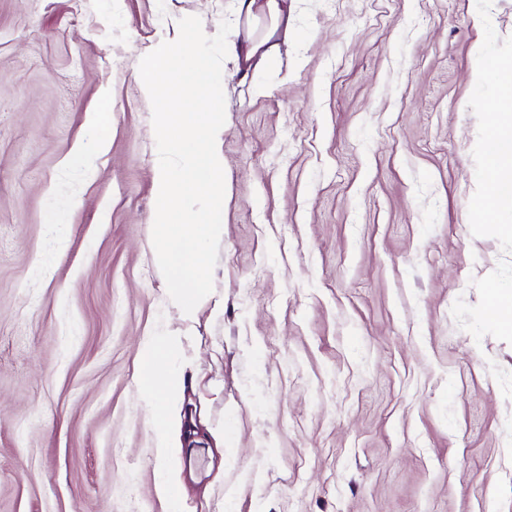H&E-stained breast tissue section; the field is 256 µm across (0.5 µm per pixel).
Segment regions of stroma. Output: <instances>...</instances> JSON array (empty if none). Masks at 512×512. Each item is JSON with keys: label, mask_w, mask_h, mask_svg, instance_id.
Wrapping results in <instances>:
<instances>
[{"label": "stroma", "mask_w": 512, "mask_h": 512, "mask_svg": "<svg viewBox=\"0 0 512 512\" xmlns=\"http://www.w3.org/2000/svg\"><path fill=\"white\" fill-rule=\"evenodd\" d=\"M233 0H0V512H512V235L477 220L512 0H297L226 66L224 236L193 323L155 259L141 58ZM112 104L109 144L89 120ZM92 177L67 163L75 149ZM183 336L201 432L137 386ZM180 337L168 335L153 338L141 359L138 375L142 403L150 411L157 426L155 448L160 459L168 457L172 448L169 438L172 419L171 397L182 390L184 385L182 373L163 372L160 364L179 352Z\"/></svg>", "instance_id": "stroma-1"}]
</instances>
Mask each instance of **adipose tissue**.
I'll list each match as a JSON object with an SVG mask.
<instances>
[{"label": "adipose tissue", "instance_id": "adipose-tissue-1", "mask_svg": "<svg viewBox=\"0 0 512 512\" xmlns=\"http://www.w3.org/2000/svg\"><path fill=\"white\" fill-rule=\"evenodd\" d=\"M296 0H235L236 10L247 23H267L265 36H246L243 42H226L224 54L237 69H251L264 61L272 50L270 41L280 28L289 26ZM495 73L499 95L495 111L484 129L485 142H507V149L485 152L481 172L482 193L480 213L483 222L500 225L502 232L512 234V225L503 223L504 215L512 213V58L482 57L476 79L485 73ZM176 336H158L151 340L141 360L138 375L139 393L143 405L150 411L156 426L155 448L158 458L171 452L169 426L172 419L171 398L184 385L183 374L162 371V362L173 358L180 350Z\"/></svg>", "mask_w": 512, "mask_h": 512}]
</instances>
